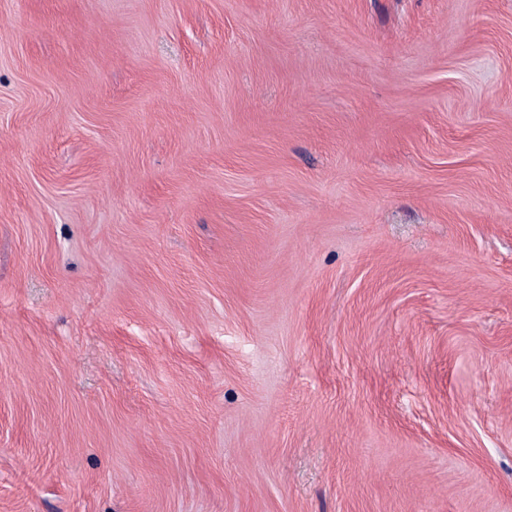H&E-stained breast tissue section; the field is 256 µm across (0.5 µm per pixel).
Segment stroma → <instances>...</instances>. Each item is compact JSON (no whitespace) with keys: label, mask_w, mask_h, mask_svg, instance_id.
<instances>
[{"label":"stroma","mask_w":512,"mask_h":512,"mask_svg":"<svg viewBox=\"0 0 512 512\" xmlns=\"http://www.w3.org/2000/svg\"><path fill=\"white\" fill-rule=\"evenodd\" d=\"M0 512H512V0H0Z\"/></svg>","instance_id":"obj_1"}]
</instances>
